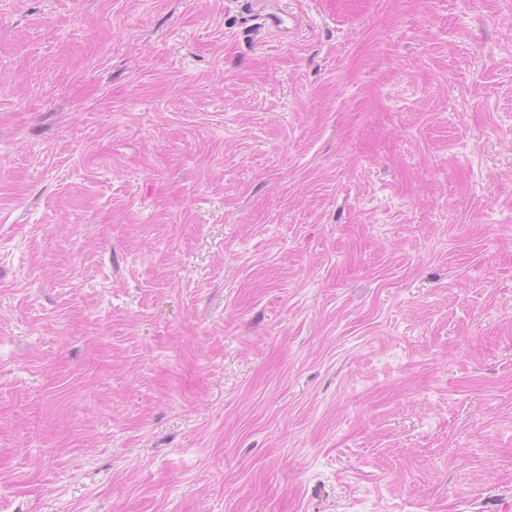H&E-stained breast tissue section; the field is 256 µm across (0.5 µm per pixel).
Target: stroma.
Wrapping results in <instances>:
<instances>
[{
    "label": "stroma",
    "mask_w": 512,
    "mask_h": 512,
    "mask_svg": "<svg viewBox=\"0 0 512 512\" xmlns=\"http://www.w3.org/2000/svg\"><path fill=\"white\" fill-rule=\"evenodd\" d=\"M0 0V512L512 503V0ZM247 14L269 33L287 36L300 28L302 19L292 12H285L277 0H245Z\"/></svg>",
    "instance_id": "35a3bbf8"
}]
</instances>
